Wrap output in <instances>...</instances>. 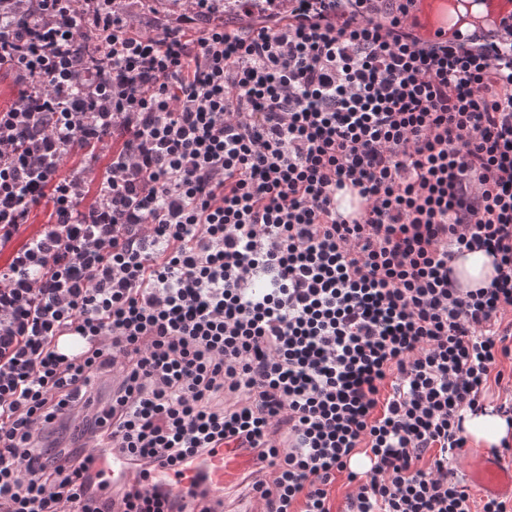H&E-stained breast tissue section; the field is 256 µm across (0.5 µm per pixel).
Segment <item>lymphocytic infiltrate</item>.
I'll return each mask as SVG.
<instances>
[{
	"label": "lymphocytic infiltrate",
	"instance_id": "1",
	"mask_svg": "<svg viewBox=\"0 0 512 512\" xmlns=\"http://www.w3.org/2000/svg\"><path fill=\"white\" fill-rule=\"evenodd\" d=\"M209 2L147 33L112 0H0L27 19L0 26V512H224L146 485L217 448L261 512H333L340 475L343 512H512L448 467L491 387L512 420V14L426 39L417 0ZM465 250L487 287L456 285ZM102 447L134 478L100 481ZM492 257L483 251L464 252L449 264L456 284L461 288L486 287L496 275Z\"/></svg>",
	"mask_w": 512,
	"mask_h": 512
}]
</instances>
